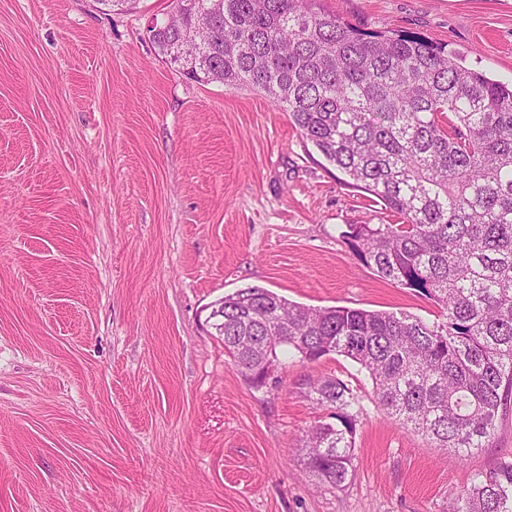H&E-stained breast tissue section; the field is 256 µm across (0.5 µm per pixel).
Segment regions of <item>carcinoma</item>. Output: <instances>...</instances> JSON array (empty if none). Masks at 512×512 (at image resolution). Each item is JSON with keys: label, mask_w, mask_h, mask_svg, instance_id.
<instances>
[{"label": "carcinoma", "mask_w": 512, "mask_h": 512, "mask_svg": "<svg viewBox=\"0 0 512 512\" xmlns=\"http://www.w3.org/2000/svg\"><path fill=\"white\" fill-rule=\"evenodd\" d=\"M148 29L197 83L263 92L327 161L399 224H349L356 259L436 302L442 319L312 308L266 288L222 299L224 351L254 388L286 349L302 363L336 354L371 378L375 407L457 461L493 444L512 396V85L460 65L413 33L366 31L319 0H171ZM190 41L192 56L179 44ZM307 393L331 420L302 438V462L342 489L365 408L326 377ZM448 512H512V459L480 474Z\"/></svg>", "instance_id": "carcinoma-1"}]
</instances>
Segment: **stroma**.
I'll return each mask as SVG.
<instances>
[{"instance_id": "obj_1", "label": "stroma", "mask_w": 512, "mask_h": 512, "mask_svg": "<svg viewBox=\"0 0 512 512\" xmlns=\"http://www.w3.org/2000/svg\"><path fill=\"white\" fill-rule=\"evenodd\" d=\"M415 32L512 82V0H322ZM170 0H0V512H446L512 457V403L465 464L377 412L335 354L285 355L254 389L206 322L260 287L306 306L404 312L432 300L363 266L341 236L391 224L260 91L198 84L148 28ZM362 398L355 475L297 457L323 415L305 382Z\"/></svg>"}]
</instances>
